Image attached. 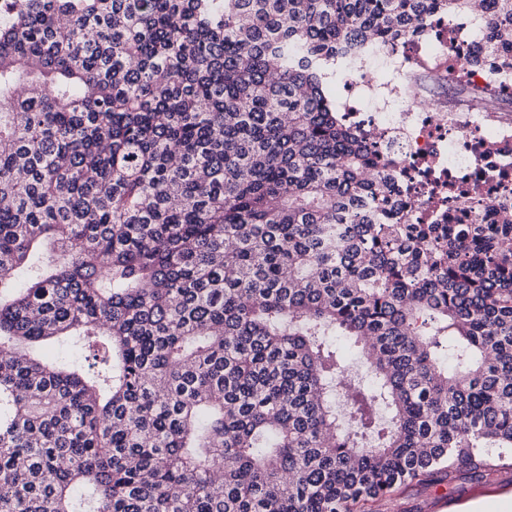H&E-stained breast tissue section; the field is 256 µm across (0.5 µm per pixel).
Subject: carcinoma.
<instances>
[{"label":"carcinoma","mask_w":512,"mask_h":512,"mask_svg":"<svg viewBox=\"0 0 512 512\" xmlns=\"http://www.w3.org/2000/svg\"><path fill=\"white\" fill-rule=\"evenodd\" d=\"M471 8L0 0V512H377L494 474L512 209L407 223L331 89Z\"/></svg>","instance_id":"carcinoma-1"}]
</instances>
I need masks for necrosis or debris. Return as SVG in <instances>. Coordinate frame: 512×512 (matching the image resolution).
Wrapping results in <instances>:
<instances>
[{
  "instance_id": "obj_1",
  "label": "necrosis or debris",
  "mask_w": 512,
  "mask_h": 512,
  "mask_svg": "<svg viewBox=\"0 0 512 512\" xmlns=\"http://www.w3.org/2000/svg\"><path fill=\"white\" fill-rule=\"evenodd\" d=\"M487 20L436 12L350 58L343 119L389 162L414 224H487L512 206V68L477 59Z\"/></svg>"
}]
</instances>
